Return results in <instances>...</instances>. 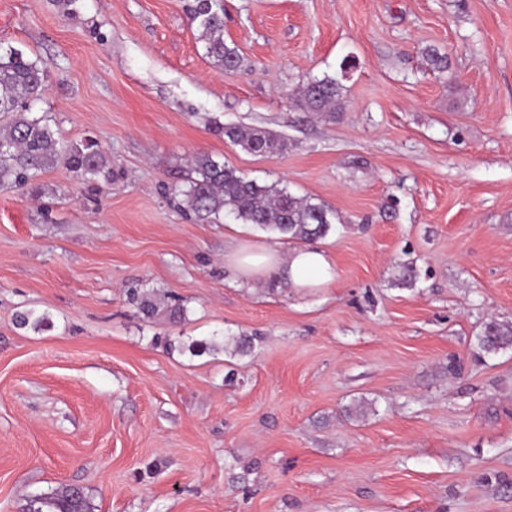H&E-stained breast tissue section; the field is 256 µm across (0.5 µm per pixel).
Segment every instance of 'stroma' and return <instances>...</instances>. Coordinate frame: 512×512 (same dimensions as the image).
<instances>
[{"instance_id": "stroma-1", "label": "stroma", "mask_w": 512, "mask_h": 512, "mask_svg": "<svg viewBox=\"0 0 512 512\" xmlns=\"http://www.w3.org/2000/svg\"><path fill=\"white\" fill-rule=\"evenodd\" d=\"M210 3L237 71L196 0H0V46L48 69L32 112L110 171L0 189V512L68 484L93 512H512V350L477 346L512 323V0ZM326 76L343 111L298 109ZM198 153L333 210L334 283L236 281L234 232L171 191ZM214 336L253 351H187ZM209 0H197L191 19L202 28L206 56L224 70L234 71L241 67V59L234 48L224 43V19L212 10ZM217 132L249 153L274 157L284 155L288 151V139L266 130L224 125ZM478 347L484 353H498L512 349V324L491 321L478 337Z\"/></svg>"}]
</instances>
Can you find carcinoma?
Returning a JSON list of instances; mask_svg holds the SVG:
<instances>
[{
	"instance_id": "obj_1",
	"label": "carcinoma",
	"mask_w": 512,
	"mask_h": 512,
	"mask_svg": "<svg viewBox=\"0 0 512 512\" xmlns=\"http://www.w3.org/2000/svg\"><path fill=\"white\" fill-rule=\"evenodd\" d=\"M191 19L202 28L206 56L214 64L230 71L241 67L236 50L224 43V19L212 10L209 0H197ZM47 78V67L40 60L30 59L15 48L0 53V114L9 116L0 134V188L29 190L39 174L61 163L85 181H109L110 172L97 142L66 143L55 137L45 117L30 112L29 103L42 97ZM295 105L304 112L332 116L342 111L341 85L329 76L313 79L300 89ZM218 133L249 153L274 157L288 152V139L266 130L226 125ZM176 192L184 197L185 210L200 224L217 223L228 214L291 242L326 236L335 218L321 202L297 197L285 187L247 179L203 153L192 158L186 183ZM168 299L166 294L132 291V300L147 315L169 305ZM17 323L39 331L49 325V319L30 312L19 315ZM230 343L241 354L253 348L250 336L235 337ZM230 343L213 339L205 345L193 342L189 349L217 352ZM478 347L484 353L512 349V324L487 323L478 336ZM25 512H93V506L82 487L65 485L28 498Z\"/></svg>"
}]
</instances>
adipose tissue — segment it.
Here are the masks:
<instances>
[{"instance_id": "ef3b65f1", "label": "adipose tissue", "mask_w": 512, "mask_h": 512, "mask_svg": "<svg viewBox=\"0 0 512 512\" xmlns=\"http://www.w3.org/2000/svg\"><path fill=\"white\" fill-rule=\"evenodd\" d=\"M225 261L246 283L272 274L297 288H320L334 280L333 258L316 246L285 251L274 244L251 248L241 243L226 255Z\"/></svg>"}]
</instances>
